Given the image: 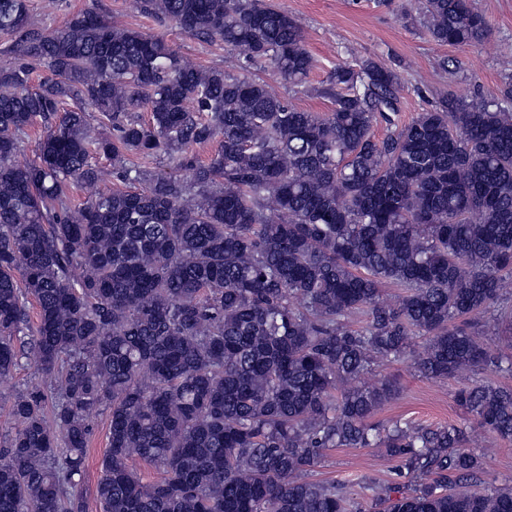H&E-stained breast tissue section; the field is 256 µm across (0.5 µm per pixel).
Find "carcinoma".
Returning <instances> with one entry per match:
<instances>
[{"label":"carcinoma","mask_w":512,"mask_h":512,"mask_svg":"<svg viewBox=\"0 0 512 512\" xmlns=\"http://www.w3.org/2000/svg\"><path fill=\"white\" fill-rule=\"evenodd\" d=\"M421 4L440 45L487 37L471 0ZM139 7L223 42L239 72L187 63L95 7L44 33L28 0H0L15 58L0 69V379L24 365L43 379L9 401L0 512H85L101 412L102 512H359L344 486L309 479L330 448H377L414 481L396 500L372 488L376 512H512V487L471 489L482 462L463 428L376 424L396 386L367 381L384 360L440 380L512 371L471 324L495 310L512 327L498 309L512 282V81L479 103L450 95L377 140L397 80L375 61L336 67L318 90L334 103L324 116L247 75L269 65L298 86L314 68L300 25L269 0ZM38 121L37 159L20 162ZM210 142L202 163L193 147ZM130 153L169 171L127 166ZM100 155L129 188L74 212L67 189L104 181ZM455 399L512 440L511 388L471 381ZM137 462L163 477L143 481ZM92 428L85 473L78 491L83 497L85 512H102L96 497V486L101 474V461L107 448V415L103 413L95 415L92 418Z\"/></svg>","instance_id":"cac0c4a2"}]
</instances>
